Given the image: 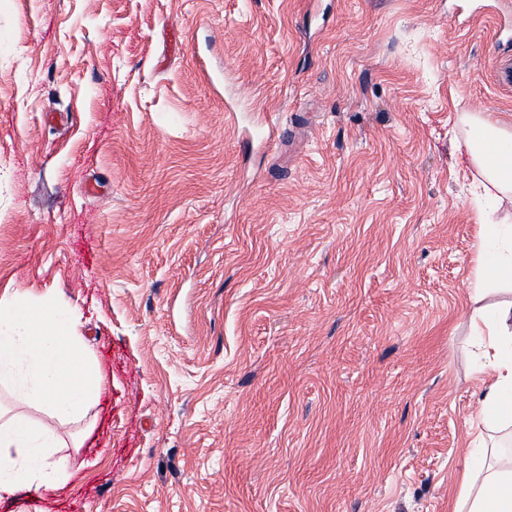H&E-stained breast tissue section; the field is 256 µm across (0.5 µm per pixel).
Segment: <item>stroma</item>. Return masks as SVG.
I'll return each instance as SVG.
<instances>
[{
  "mask_svg": "<svg viewBox=\"0 0 512 512\" xmlns=\"http://www.w3.org/2000/svg\"><path fill=\"white\" fill-rule=\"evenodd\" d=\"M512 0H0V292L105 388L0 512H450L489 382L463 112ZM238 106L236 122L225 102Z\"/></svg>",
  "mask_w": 512,
  "mask_h": 512,
  "instance_id": "stroma-1",
  "label": "stroma"
}]
</instances>
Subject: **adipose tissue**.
Listing matches in <instances>:
<instances>
[{"mask_svg":"<svg viewBox=\"0 0 512 512\" xmlns=\"http://www.w3.org/2000/svg\"><path fill=\"white\" fill-rule=\"evenodd\" d=\"M464 145L478 176L468 186L484 199L478 211L479 266L473 282L483 296L492 281L512 279V124L484 112L464 114ZM79 308L16 289L0 295V384L9 383L16 402L46 406L53 417L82 422L105 388L99 363L88 352L78 327ZM475 357L491 374L478 419L468 428L471 459L461 478L454 512H512V457L489 463L492 434L512 427V304L477 308L470 319ZM63 441L50 427L0 406V499L20 489L50 492L70 476Z\"/></svg>","mask_w":512,"mask_h":512,"instance_id":"adipose-tissue-1","label":"adipose tissue"}]
</instances>
